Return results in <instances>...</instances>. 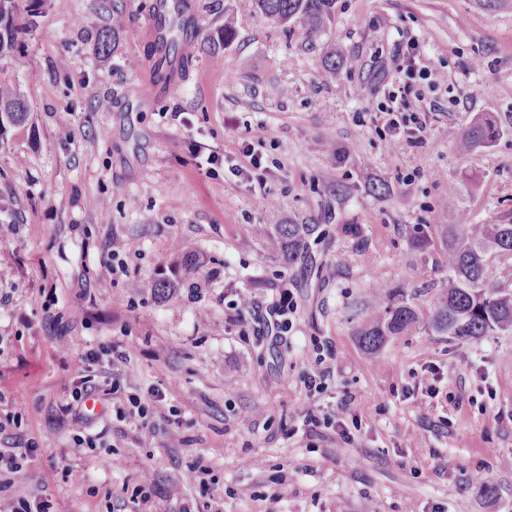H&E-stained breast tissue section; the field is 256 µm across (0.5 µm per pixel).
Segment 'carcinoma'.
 <instances>
[{
	"label": "carcinoma",
	"instance_id": "carcinoma-1",
	"mask_svg": "<svg viewBox=\"0 0 512 512\" xmlns=\"http://www.w3.org/2000/svg\"><path fill=\"white\" fill-rule=\"evenodd\" d=\"M259 10L280 23L294 21L306 38L317 36L331 18L334 0H256ZM15 0H0V57L13 52L20 28L16 26ZM28 107L15 89L0 85V142L11 127L28 121ZM493 120L481 116L463 130L459 150L487 148L498 138ZM445 206L456 212L457 222L442 225V242L448 281L429 320L441 335L479 338L496 330H512V294L500 292L497 268L490 260L495 253H512V212L489 224H473L458 202L450 198ZM315 224H278L284 256L290 265H308L310 238ZM418 322L416 310L402 301L385 309L383 317L361 328L358 341L364 349L376 352L386 339L402 333Z\"/></svg>",
	"mask_w": 512,
	"mask_h": 512
}]
</instances>
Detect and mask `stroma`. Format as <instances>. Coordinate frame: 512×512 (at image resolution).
Returning <instances> with one entry per match:
<instances>
[{
	"instance_id": "35a3bbf8",
	"label": "stroma",
	"mask_w": 512,
	"mask_h": 512,
	"mask_svg": "<svg viewBox=\"0 0 512 512\" xmlns=\"http://www.w3.org/2000/svg\"><path fill=\"white\" fill-rule=\"evenodd\" d=\"M156 3L42 0L33 18L16 0L25 66L0 57V84L20 90L30 121L0 143V417L25 406L38 444L16 493L51 495L56 512H136L149 487L156 512H207L213 496L224 512H512V330L468 340L420 325L374 353L356 336L403 300L433 312L439 227L455 220L444 198L474 224L512 211V10L335 0L307 39L255 0H178L175 35L194 54L165 86ZM411 41L435 81L411 100L428 111L418 145L375 110ZM331 49L347 64L327 82ZM485 114L499 139L459 153ZM248 145L265 186L234 173ZM278 224L317 225L312 274L284 260ZM116 238L131 250L109 273ZM162 277L173 295L159 296ZM285 286L287 339L244 342L227 322L235 291L262 300ZM116 340L130 360H113ZM90 349L102 362L88 371ZM323 370L327 390L310 394L306 377ZM86 373L104 407L91 448L60 409ZM116 373L165 393L145 424L116 420ZM347 400V436L303 433L307 412ZM197 466L210 489L191 482Z\"/></svg>"
}]
</instances>
